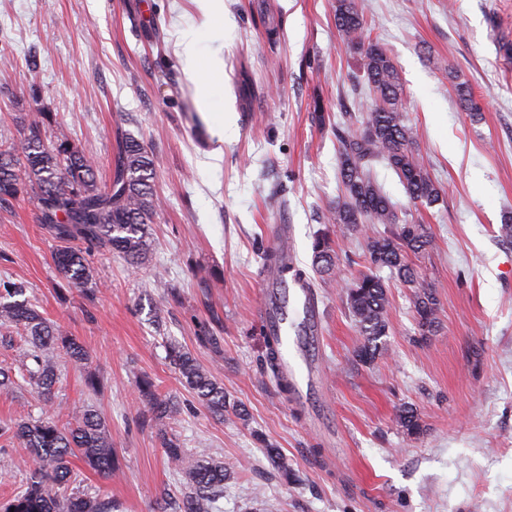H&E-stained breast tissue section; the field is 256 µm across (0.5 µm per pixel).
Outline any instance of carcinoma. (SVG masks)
<instances>
[{
  "label": "carcinoma",
  "instance_id": "carcinoma-1",
  "mask_svg": "<svg viewBox=\"0 0 512 512\" xmlns=\"http://www.w3.org/2000/svg\"><path fill=\"white\" fill-rule=\"evenodd\" d=\"M335 20L343 40L357 56L369 101L357 112L342 111V120L336 123L342 197L328 210L326 220L364 236L367 271L345 279L337 288L361 336L354 358L370 365L386 352L389 335L388 289L377 271L387 268L399 281L417 283V271L408 254H419L431 243L426 225L400 217L371 171L376 163L392 169L415 205L436 204L443 188L431 177L428 161L416 148L418 133L404 115L399 73L387 50L368 34L363 5L359 0H336ZM457 95L470 114L481 112L479 99L466 84L458 85ZM33 112L35 118L23 127L22 157H17L12 148L0 149V208L21 195H33L40 224L59 242L53 254L56 270L75 288L85 289L95 283L88 259L93 252L116 253L133 267L142 264L149 249L146 225L152 223L158 207L150 152L138 140L116 134L111 177L102 185L89 152L74 146L61 129L51 137L43 134L50 114L41 107ZM336 259L335 242L329 232H317L313 265L329 275ZM25 291L20 284L0 280V329L20 327L25 331L31 346L27 358L35 363V368L27 370V383L49 403L57 380V365L49 350L57 346L75 362L84 359L85 351L74 338L62 335L32 304L20 299ZM413 303L418 341L426 342L438 332L440 300L433 289L421 285L414 291ZM168 358L183 385L213 414L222 418L229 410L245 419V410L229 402L224 386L190 351L171 343ZM264 364L276 376L280 391L290 394V383L279 376V340L271 334L266 335ZM138 389L150 407V420L166 456L171 463L181 464L185 449L163 428V420L176 412L175 406L147 378L140 380ZM396 420L409 437L416 438L424 431L411 407L400 408ZM0 437L15 439L32 452L27 487L0 498V512H112L110 500L73 487L78 481L76 459L107 477L116 469L111 435L97 414L86 410L75 423L63 427L51 418L3 423ZM264 447L284 479H290L288 464L279 449L267 442ZM228 477L223 463L211 458L201 460L186 471L187 490L182 497L172 503L163 501L159 512H211Z\"/></svg>",
  "mask_w": 512,
  "mask_h": 512
}]
</instances>
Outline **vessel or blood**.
I'll return each instance as SVG.
<instances>
[{
  "label": "vessel or blood",
  "instance_id": "vessel-or-blood-1",
  "mask_svg": "<svg viewBox=\"0 0 512 512\" xmlns=\"http://www.w3.org/2000/svg\"><path fill=\"white\" fill-rule=\"evenodd\" d=\"M266 330L281 340V365L296 395H307L312 387V361L304 353L298 328L317 333L320 314L309 286L301 280L293 288L272 289L265 297L260 315Z\"/></svg>",
  "mask_w": 512,
  "mask_h": 512
}]
</instances>
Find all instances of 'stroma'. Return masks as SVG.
<instances>
[{
	"label": "stroma",
	"instance_id": "obj_1",
	"mask_svg": "<svg viewBox=\"0 0 512 512\" xmlns=\"http://www.w3.org/2000/svg\"><path fill=\"white\" fill-rule=\"evenodd\" d=\"M368 29L394 60L417 148L444 189L417 214L431 249L411 256L441 302L440 329L418 340L414 290L388 283L390 336L373 364L354 360L360 336L335 289L312 268L315 234L339 194L336 136L313 119L360 71L336 28V0H222L208 23L193 0H0V145L20 142L34 106L71 143L92 150L108 181L116 132L153 154L162 207L148 226L139 267L97 253L93 292L68 287L32 196L0 208V279L24 282L29 301L85 349L77 367L63 350L55 399L24 385L27 336L0 337V365L22 389L0 391V421L66 422L92 408L112 436L119 471L88 468L85 487L117 512H157L179 496L185 470L207 450L231 477L212 512H512V0H362ZM223 63L210 107L185 68V37ZM483 103L471 117L457 84ZM287 227L295 271L322 314L316 388L301 404L263 369L261 254ZM217 337L218 346L202 342ZM187 348L246 409L217 417L180 382L167 346ZM100 386L90 391L85 373ZM150 376L178 406L168 423L186 450L170 464L139 398ZM403 405L425 426L408 437ZM293 472L280 478L263 444ZM26 449L0 438V497L29 477Z\"/></svg>",
	"mask_w": 512,
	"mask_h": 512
}]
</instances>
